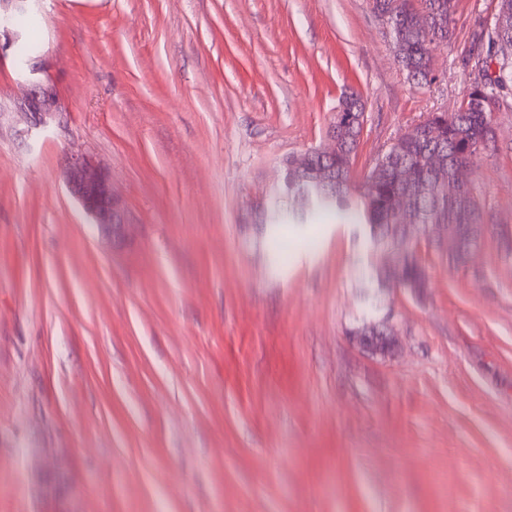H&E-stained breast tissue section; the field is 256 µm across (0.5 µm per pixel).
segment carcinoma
Here are the masks:
<instances>
[{"label": "carcinoma", "instance_id": "cac0c4a2", "mask_svg": "<svg viewBox=\"0 0 512 512\" xmlns=\"http://www.w3.org/2000/svg\"><path fill=\"white\" fill-rule=\"evenodd\" d=\"M374 0L373 8L390 34L398 65L408 79L430 85V45L451 34L455 0ZM482 28L487 57L482 70L488 92L501 97L512 90V55L500 53L502 44L512 46V0H498V9ZM494 116L466 96L458 111L442 118L426 119L399 134L385 151L387 161L376 164L367 179L356 220L368 227L370 242L386 245L405 235L406 224H446L466 240L481 236L478 201L473 184L454 180L455 169L473 164L476 156L492 147ZM359 127L336 129V153L319 154L311 149L287 160L302 176L311 179L324 173L327 189L319 197L306 198L290 187L284 196L303 206L349 210L350 174L358 144ZM377 281L389 288L428 287L421 256L416 254L402 274L385 264L376 271Z\"/></svg>", "mask_w": 512, "mask_h": 512}]
</instances>
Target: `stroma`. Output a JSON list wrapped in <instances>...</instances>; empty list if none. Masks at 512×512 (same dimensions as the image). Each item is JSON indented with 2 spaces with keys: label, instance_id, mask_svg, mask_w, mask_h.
I'll return each instance as SVG.
<instances>
[{
  "label": "stroma",
  "instance_id": "stroma-1",
  "mask_svg": "<svg viewBox=\"0 0 512 512\" xmlns=\"http://www.w3.org/2000/svg\"><path fill=\"white\" fill-rule=\"evenodd\" d=\"M457 0L437 80L372 0H27L0 51V512H512V96L468 173L494 227L463 270L382 289L365 229L270 226L285 162L360 93L352 195L388 143L454 112L476 19ZM34 39L61 113L19 111ZM109 174L102 239L68 153ZM389 319L393 356L350 339Z\"/></svg>",
  "mask_w": 512,
  "mask_h": 512
}]
</instances>
